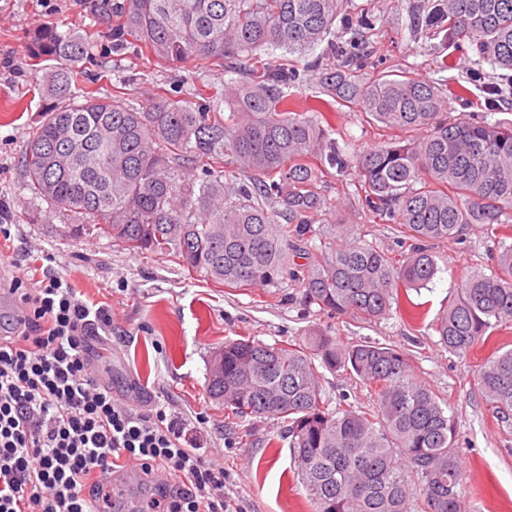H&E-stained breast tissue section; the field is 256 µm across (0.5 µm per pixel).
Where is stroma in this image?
<instances>
[{"label": "stroma", "mask_w": 512, "mask_h": 512, "mask_svg": "<svg viewBox=\"0 0 512 512\" xmlns=\"http://www.w3.org/2000/svg\"><path fill=\"white\" fill-rule=\"evenodd\" d=\"M417 0H346L350 15L371 12L375 29L369 38L370 64L361 79L370 82L385 72L409 71L423 81L468 88L465 98H449L454 119L478 113L494 122L512 121V107L490 110L486 84L498 70L476 64L470 45L446 48L441 37L427 35L411 23ZM102 0H0V225L9 240L0 242V270L12 273L32 256L51 255V271L66 276L82 297L112 309V333L96 345L95 367L115 394L131 401L165 405L182 417L197 447L224 455V492L244 512H313L297 475L293 451L282 420L250 418L231 425L224 405L207 391L211 351L246 336L274 343L301 340L318 329L340 343L363 340L393 345L407 353L416 378L447 401L455 421V453L464 487V512H512V425L498 420L479 384L482 361L493 349L512 348V322L498 326L488 342L467 354L448 352L433 324L458 284L474 270H489L512 228L487 231L472 224L456 239L436 243L439 272L428 289L415 295L419 315L391 310L381 318L330 316L306 308L302 290L289 282L281 288H229L189 273L173 258L133 254L96 234L73 236L67 216L47 204H28L21 178L22 154L37 132L53 98L41 95L45 72L54 60H32L30 36L46 23L58 31L77 30L90 40L93 61L76 92L92 91L137 107L152 98L198 102V88H223L228 76L199 63L159 64L128 49L112 51L109 24L98 12ZM446 69H439V62ZM331 136L355 155L405 133L363 120L358 105L329 112ZM358 170L339 174L329 169L321 186L331 200L330 212L317 223L343 219L354 226L359 243L398 254L399 228L385 224L357 204ZM323 396L331 407L371 406L369 386L354 374L321 370Z\"/></svg>", "instance_id": "stroma-1"}]
</instances>
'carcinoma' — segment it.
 <instances>
[{"label":"carcinoma","instance_id":"obj_1","mask_svg":"<svg viewBox=\"0 0 512 512\" xmlns=\"http://www.w3.org/2000/svg\"><path fill=\"white\" fill-rule=\"evenodd\" d=\"M344 0H112V47L140 48L162 62L204 61L236 78L204 102L151 101L137 109L91 92L73 101L86 38L37 26L33 58L60 66L44 77L62 102L26 148L24 186L74 221L133 253L175 258L225 286H273L290 279L303 303L322 312L379 318L399 289L420 291L439 272L433 245L469 224L512 222V122L448 120L441 84L410 73L360 79L369 64L374 17H352ZM413 23L467 39L478 61L512 72V0H420ZM310 75L273 48L306 53L336 34ZM315 79V104L296 109L288 89ZM355 103L391 128L423 131L351 159L321 125L322 108ZM229 107L222 116L221 104ZM356 167L361 205L397 224L408 251L395 259L354 240V225L314 226L332 207L319 188L323 168ZM285 223H280L279 219ZM331 240L310 251L313 237ZM303 255L291 265L288 254ZM512 322V245L489 272L475 271L438 316L448 351L470 352L491 329ZM224 377L208 379L227 416L286 423L297 474L315 512H463L461 472L448 406L418 381L408 356L373 341L343 345L314 331L296 345L242 337L224 343ZM349 371L372 388L367 411L329 409L318 367ZM480 388L503 423L512 421V349L491 355Z\"/></svg>","mask_w":512,"mask_h":512}]
</instances>
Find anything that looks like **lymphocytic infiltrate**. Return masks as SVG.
Masks as SVG:
<instances>
[{
    "label": "lymphocytic infiltrate",
    "mask_w": 512,
    "mask_h": 512,
    "mask_svg": "<svg viewBox=\"0 0 512 512\" xmlns=\"http://www.w3.org/2000/svg\"><path fill=\"white\" fill-rule=\"evenodd\" d=\"M24 281L9 283L22 309L0 336V512H112L105 479L131 464L173 478L142 512H230L223 462L191 446L181 419L100 381L91 339L111 335V309L56 274L30 293Z\"/></svg>",
    "instance_id": "1"
}]
</instances>
